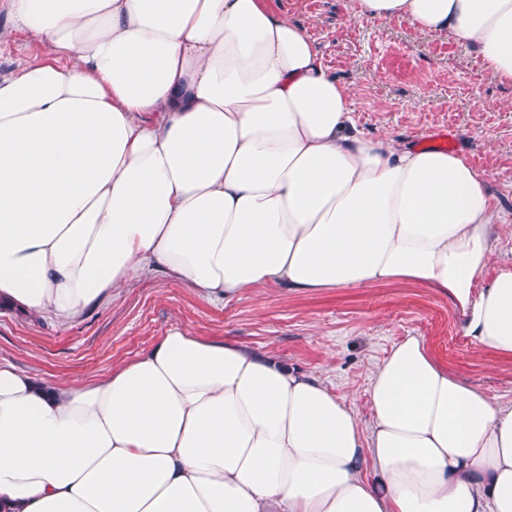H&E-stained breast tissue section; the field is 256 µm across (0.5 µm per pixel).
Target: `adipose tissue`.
<instances>
[{"mask_svg":"<svg viewBox=\"0 0 512 512\" xmlns=\"http://www.w3.org/2000/svg\"><path fill=\"white\" fill-rule=\"evenodd\" d=\"M512 84V0H354ZM47 58L0 81V304L71 320L163 272L210 300L413 282L512 354L501 215L467 158L361 131L272 0H8ZM489 286L477 279L489 266ZM373 422L317 376L173 330L81 386L0 367V512H512V404L423 341Z\"/></svg>","mask_w":512,"mask_h":512,"instance_id":"adipose-tissue-1","label":"adipose tissue"}]
</instances>
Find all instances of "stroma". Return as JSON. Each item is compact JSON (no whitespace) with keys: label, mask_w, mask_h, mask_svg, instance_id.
<instances>
[{"label":"stroma","mask_w":512,"mask_h":512,"mask_svg":"<svg viewBox=\"0 0 512 512\" xmlns=\"http://www.w3.org/2000/svg\"><path fill=\"white\" fill-rule=\"evenodd\" d=\"M312 34L324 67L353 91L351 109L368 135L389 131L420 142L447 130L483 173L505 222L497 258L512 260V85L497 82L478 54L446 35L417 33L409 20L359 21L353 0H274ZM0 11V78L46 49L8 30ZM447 297L413 283H377L313 293L277 286L213 302L156 272L130 280L72 321L0 310V366L40 381L82 385L107 376L175 329L232 338L321 378L356 412L373 418L368 375L392 347L420 337L461 381L512 402V356L473 344Z\"/></svg>","instance_id":"stroma-1"}]
</instances>
